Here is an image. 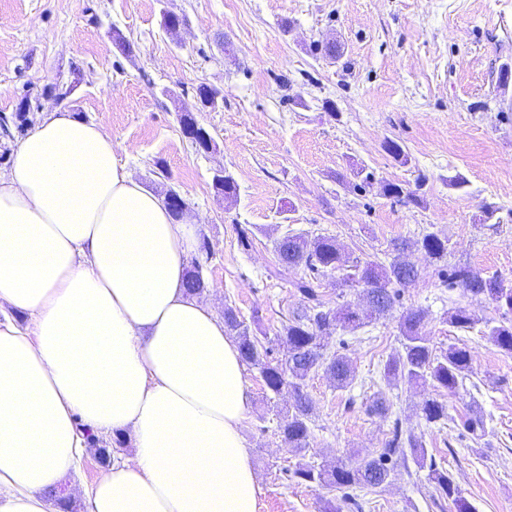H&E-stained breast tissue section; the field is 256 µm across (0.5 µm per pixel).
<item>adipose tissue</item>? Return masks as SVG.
<instances>
[{"label":"adipose tissue","instance_id":"obj_1","mask_svg":"<svg viewBox=\"0 0 512 512\" xmlns=\"http://www.w3.org/2000/svg\"><path fill=\"white\" fill-rule=\"evenodd\" d=\"M195 227L136 182L102 124L56 107L0 175V512L50 493L92 438L133 451L83 512H258L245 365L186 290Z\"/></svg>","mask_w":512,"mask_h":512}]
</instances>
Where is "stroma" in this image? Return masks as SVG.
<instances>
[{"mask_svg": "<svg viewBox=\"0 0 512 512\" xmlns=\"http://www.w3.org/2000/svg\"><path fill=\"white\" fill-rule=\"evenodd\" d=\"M181 17L178 33L164 13ZM130 43L122 52L114 34ZM512 0H0V114L56 74L79 67L72 114L104 125L117 157L148 190L175 189L197 224L194 250L216 310L236 308L259 339H273L305 304L293 286L303 270L276 275L285 232L333 238L346 251L388 263L395 243L428 233L448 241L449 265L512 286ZM219 90L217 109L196 113L215 137L196 150L179 117L199 85ZM404 154L394 157L386 141ZM237 186L219 194L217 170ZM395 183L414 193L400 203ZM249 246H242L241 236ZM413 258L419 278L401 289L406 308L425 312L436 350L466 346L472 371L456 392L387 384L400 347L397 313L337 331L354 380L339 389L310 373L314 405L308 446L284 447L259 367L247 369L250 408L242 425L257 471L259 512H325L337 489L291 480L301 462L335 463L376 454L394 429L421 437L473 512H512V355L479 327L460 330L449 311L500 319L494 304L446 287L438 264ZM387 415L371 411L377 396ZM437 399L448 419L427 425ZM427 470L398 463L360 512H458L434 500Z\"/></svg>", "mask_w": 512, "mask_h": 512, "instance_id": "35a3bbf8", "label": "stroma"}]
</instances>
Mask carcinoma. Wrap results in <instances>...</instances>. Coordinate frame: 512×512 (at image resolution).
Wrapping results in <instances>:
<instances>
[{"label":"carcinoma","instance_id":"carcinoma-1","mask_svg":"<svg viewBox=\"0 0 512 512\" xmlns=\"http://www.w3.org/2000/svg\"><path fill=\"white\" fill-rule=\"evenodd\" d=\"M30 112L29 99L25 97L14 116L0 115V137L12 138L13 127L23 132L30 123ZM180 124L184 135L196 147H201L194 134L197 121L193 111H184ZM394 251L392 261L386 266L345 252L333 238L327 236L290 234L285 241L278 243L277 274L286 276L295 268L307 272V277L295 284L307 303L306 311L289 318L288 323L276 334L279 347L285 351L283 359L272 357L273 349L251 334L233 307L224 308V325L228 333L235 337L243 361L261 369L267 392L275 396L286 389L292 392V403L275 410L277 432L285 447L302 449L308 445L313 414L312 400L305 391L309 374L322 368L340 389L348 387L354 378V369L347 356L338 352L329 358L325 356L324 340L338 330H356L363 324L362 317L348 303L334 309L325 308L313 281L329 272H338L344 284L360 288V296L366 301L370 315H383L400 303L398 286L418 277V268L412 261L413 253L422 251L430 258L441 261L448 256V240L428 233L414 243L405 241L395 244ZM438 277L451 288H461L476 299L487 300L497 308L512 313V288L505 287L497 277L481 278L462 266H455L449 271L440 270ZM424 318L425 313L421 309L407 308L401 312V350L386 363L384 379L389 383H430L453 393L459 382L471 373L470 353L457 345H450L446 351L436 353L430 338L422 334ZM448 320L454 327L463 330L471 329L474 325V318L463 308L452 311ZM487 336L498 350L512 354V320L487 327ZM421 411L429 426L448 419L447 405L436 399L426 400ZM409 454L419 467L425 466L422 441L412 434L403 435L401 429L396 427L388 446L376 456H359L348 463L333 466L306 462L297 466L291 475L308 486L374 491L388 483L392 470L390 463L394 460L404 461ZM428 479L435 485V491L441 498L456 499L457 488L448 472L431 465Z\"/></svg>","mask_w":512,"mask_h":512}]
</instances>
